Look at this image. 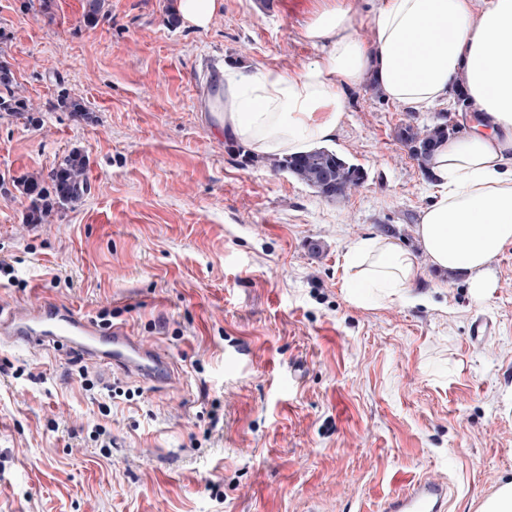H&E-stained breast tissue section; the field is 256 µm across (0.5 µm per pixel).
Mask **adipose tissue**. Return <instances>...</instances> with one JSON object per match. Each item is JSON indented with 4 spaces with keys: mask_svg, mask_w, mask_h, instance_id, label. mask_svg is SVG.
Returning <instances> with one entry per match:
<instances>
[{
    "mask_svg": "<svg viewBox=\"0 0 512 512\" xmlns=\"http://www.w3.org/2000/svg\"><path fill=\"white\" fill-rule=\"evenodd\" d=\"M320 0L303 35L321 50L297 70H224L219 127L261 156L297 155L328 141L345 117L349 87L371 83L388 101L421 112L464 88L477 116L470 132L441 141L428 168L416 257L379 238L344 257V290L356 305L410 300L420 260L466 276L476 296L494 286L493 260L512 245V0Z\"/></svg>",
    "mask_w": 512,
    "mask_h": 512,
    "instance_id": "1",
    "label": "adipose tissue"
}]
</instances>
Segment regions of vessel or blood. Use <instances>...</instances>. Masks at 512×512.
Listing matches in <instances>:
<instances>
[{
  "label": "vessel or blood",
  "instance_id": "1",
  "mask_svg": "<svg viewBox=\"0 0 512 512\" xmlns=\"http://www.w3.org/2000/svg\"><path fill=\"white\" fill-rule=\"evenodd\" d=\"M0 335L22 341L28 347L52 338L66 343L90 361H104L144 381H160L170 373L167 358L158 348L115 329L102 336L97 327L63 306L25 304L0 319ZM448 485L427 477L412 481L393 495L386 512H446Z\"/></svg>",
  "mask_w": 512,
  "mask_h": 512
}]
</instances>
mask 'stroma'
Segmentation results:
<instances>
[{
	"label": "stroma",
	"instance_id": "obj_1",
	"mask_svg": "<svg viewBox=\"0 0 512 512\" xmlns=\"http://www.w3.org/2000/svg\"><path fill=\"white\" fill-rule=\"evenodd\" d=\"M275 2L224 0L201 29L171 24L176 0H108L93 25L85 0H0V49L42 116L0 118V306L110 307L171 371L145 383L58 344L0 343V512H383L427 476L447 482V512H477L488 474L512 481V246L481 299L426 264L418 303L358 307L343 288L359 239L421 252L432 180L397 131L437 108L349 90L330 147L367 177L334 201L210 118L224 67L317 58L301 35L317 0ZM63 89L89 120L54 109ZM75 146L89 192L25 223L12 180ZM479 319L492 330L475 342Z\"/></svg>",
	"mask_w": 512,
	"mask_h": 512
}]
</instances>
